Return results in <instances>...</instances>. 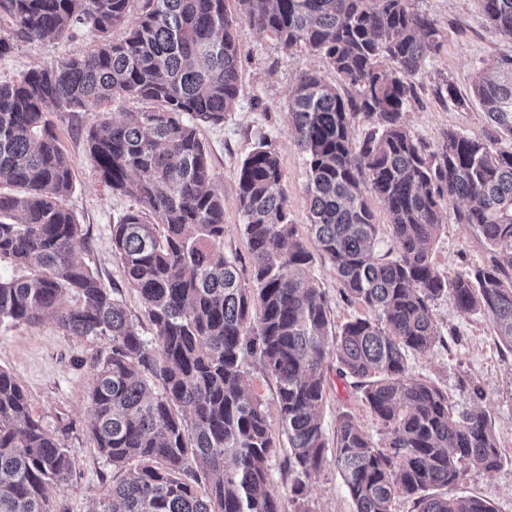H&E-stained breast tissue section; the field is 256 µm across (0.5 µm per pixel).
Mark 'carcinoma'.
Listing matches in <instances>:
<instances>
[{"label":"carcinoma","mask_w":512,"mask_h":512,"mask_svg":"<svg viewBox=\"0 0 512 512\" xmlns=\"http://www.w3.org/2000/svg\"><path fill=\"white\" fill-rule=\"evenodd\" d=\"M131 0H0V56L11 44L96 41L83 54L0 81V324L52 318L75 336H109L88 394L98 454L115 469L136 464L97 512H280L267 462L276 448L263 403L243 382L258 360L277 382L296 499L328 447L321 410L328 358L356 386L386 432L384 447L347 413L336 427V466L356 512H392L404 496L417 512H494L479 498H448L461 464L498 469L502 456L482 413H454L448 394L408 374L407 354L439 334L431 305L451 297L478 312L512 346V56L480 72L473 95L495 134L450 130L433 151L404 114L412 79L442 34L410 0H242L246 19L285 49L305 46L354 90L344 98L316 72L302 74L288 127L303 156L310 230L345 298L372 316L348 320L328 347L323 293L303 275L313 259L288 218L274 149L243 160L236 201L250 278L224 252V195L197 123H224L240 94V48L226 0H142L124 39ZM486 24L512 37V0H482ZM128 101L147 107L89 128L86 153L101 179L135 205L112 225V248L155 329L140 333L112 289L76 257L80 224L65 207L74 176L48 114ZM371 129L353 134L356 116ZM382 199L394 242L376 259L379 225L363 189ZM491 252L489 263L448 277L432 262L444 203ZM67 295L76 303L67 305ZM60 440L35 420L16 376L0 368V512H50L46 492L68 479ZM207 482L206 495L197 487Z\"/></svg>","instance_id":"1"}]
</instances>
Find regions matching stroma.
<instances>
[{"label":"stroma","mask_w":512,"mask_h":512,"mask_svg":"<svg viewBox=\"0 0 512 512\" xmlns=\"http://www.w3.org/2000/svg\"><path fill=\"white\" fill-rule=\"evenodd\" d=\"M413 7L435 23L442 34V46L414 80L417 101L405 116L408 129L431 147L441 144L451 130L486 138L491 127L472 87L479 69L512 55V38L485 24L480 0H413ZM226 8L236 22L241 52L240 95L223 124L203 123L198 131L210 152L214 188L224 195V251L236 257L239 268L246 270L250 253L236 202L238 168L260 138L271 140L285 174L290 217L298 236L309 239L305 169L287 128L288 100L303 72L319 71L335 86L341 79L306 47L284 49L250 26L241 0H226ZM93 47L88 36L20 44L0 56V80H19L31 68L53 64ZM446 83L453 84L466 98V106L440 95L439 88ZM49 118L74 172V187L65 205L81 226L78 255L113 287L129 319L143 334L153 335L141 297L125 282L121 263L112 252V226L132 201L101 181L85 150L86 132L101 115L61 109L51 112ZM432 257L438 270L446 273L485 264L489 250L479 232L472 225L457 223L453 206L447 205L442 210ZM306 274L325 295L330 333H337L350 318L364 315L363 307L343 296L334 269L322 257H314ZM433 314L442 341L430 352L408 354L409 373L447 391L456 409L484 412L503 457L502 466L494 471L466 467L461 481L448 487L447 492L452 497L485 500L494 512H512V348L503 343L486 316L459 312L450 297L435 301ZM111 351L110 337L75 336L50 320L35 326L0 325V367L16 376L27 393L33 417L56 433L71 460L68 480L47 491L51 512H93L118 481L111 465L95 448L87 404L93 377L91 358L107 357ZM344 413L350 414L375 444L384 445L385 433L360 392L350 380L328 370L323 408V427L329 442L326 460L299 502L291 492L294 475L287 464L288 439L281 425L273 424L279 448L268 461V473L280 512H355L356 505L334 462L337 420Z\"/></svg>","instance_id":"1"}]
</instances>
